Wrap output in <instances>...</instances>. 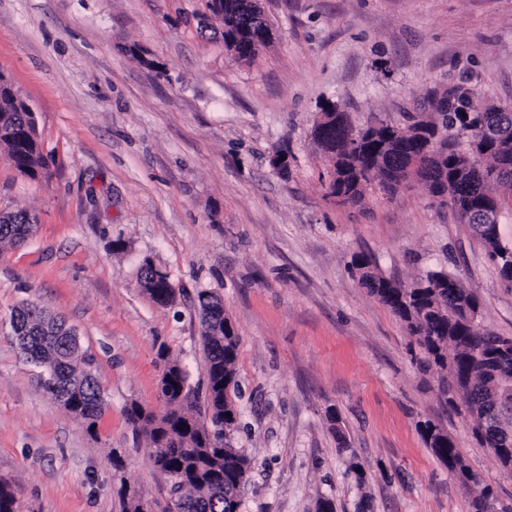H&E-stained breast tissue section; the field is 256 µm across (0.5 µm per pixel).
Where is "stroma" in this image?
<instances>
[{
	"label": "stroma",
	"instance_id": "stroma-1",
	"mask_svg": "<svg viewBox=\"0 0 512 512\" xmlns=\"http://www.w3.org/2000/svg\"><path fill=\"white\" fill-rule=\"evenodd\" d=\"M263 6L274 39L245 64L204 0H0V73L34 109L48 159L31 178L0 151V213L38 221L0 253V479L22 512H120L123 486L165 506L167 478L125 409L163 414L162 349L204 395V292L239 336V512H317L324 499L334 512H471L423 440L427 421L512 507V474L445 404L352 260L406 284L430 270L459 278L501 336L512 288L421 184L369 191L358 208L330 199L311 136L328 101L358 127L407 126L444 89L512 103V0ZM147 256L176 289L168 307L137 286ZM24 305L63 317L93 356L108 403L95 427L40 387L10 327Z\"/></svg>",
	"mask_w": 512,
	"mask_h": 512
}]
</instances>
